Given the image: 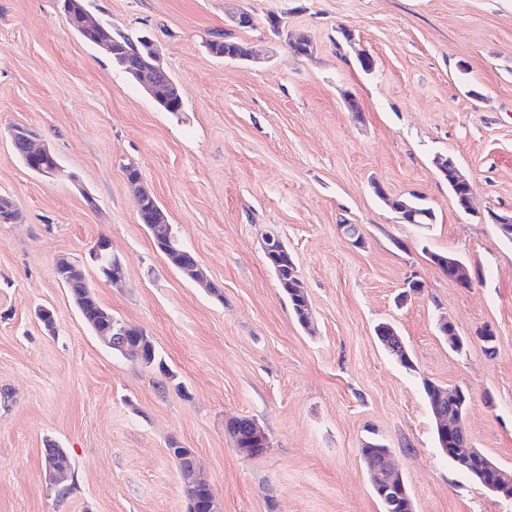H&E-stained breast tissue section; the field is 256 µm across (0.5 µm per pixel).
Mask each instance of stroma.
<instances>
[{
    "instance_id": "1",
    "label": "stroma",
    "mask_w": 512,
    "mask_h": 512,
    "mask_svg": "<svg viewBox=\"0 0 512 512\" xmlns=\"http://www.w3.org/2000/svg\"><path fill=\"white\" fill-rule=\"evenodd\" d=\"M87 5L113 31L152 37L184 105L161 110L70 29L60 0H0V198L22 215L0 224V512H187L172 443L194 449L224 512H382L360 455L374 438L415 512H512L511 498L440 454L420 385L468 389L473 446L512 472V240L490 218L512 212V0ZM241 11L256 27L234 22ZM216 33L259 58L212 55ZM293 36L312 54L294 55ZM361 49L373 73L359 68ZM17 125L58 156L55 176L15 154ZM438 155L471 179L472 212L456 206ZM127 163L219 295L156 250ZM375 181L393 197L423 195L435 223H402ZM272 229L296 260L312 329L265 262ZM102 237L126 277L115 286L89 269L97 297L152 338L175 380L103 345L58 279L59 255L86 260ZM434 252L473 268L471 287L450 283ZM411 279L421 290L398 303ZM444 317L463 352L441 335ZM383 321L413 370L381 346ZM485 326L492 354L476 336ZM234 417L264 429L263 454L236 451ZM50 443L73 459L60 489L43 472Z\"/></svg>"
}]
</instances>
